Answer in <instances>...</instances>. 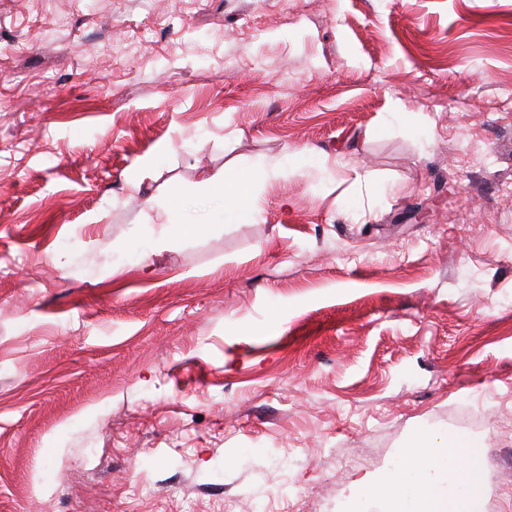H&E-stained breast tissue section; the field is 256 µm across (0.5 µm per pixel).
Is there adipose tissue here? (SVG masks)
Returning a JSON list of instances; mask_svg holds the SVG:
<instances>
[{
  "label": "adipose tissue",
  "instance_id": "1",
  "mask_svg": "<svg viewBox=\"0 0 512 512\" xmlns=\"http://www.w3.org/2000/svg\"><path fill=\"white\" fill-rule=\"evenodd\" d=\"M255 176V171L244 169L233 180L209 175L202 183L223 196L230 221L248 222L255 212L242 207L241 201ZM481 448V442L465 436L423 441L406 451L396 474L378 485L375 492L402 507L414 504L415 512H468L470 497L480 493L486 479ZM444 467L454 471L464 488L465 498L448 500L436 479L437 472Z\"/></svg>",
  "mask_w": 512,
  "mask_h": 512
}]
</instances>
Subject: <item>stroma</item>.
Masks as SVG:
<instances>
[{"instance_id":"obj_1","label":"stroma","mask_w":512,"mask_h":512,"mask_svg":"<svg viewBox=\"0 0 512 512\" xmlns=\"http://www.w3.org/2000/svg\"><path fill=\"white\" fill-rule=\"evenodd\" d=\"M508 89L512 0H0V512H381L455 435L512 512ZM255 176L254 170L243 169L231 182H227L222 174L205 176L202 184L224 197L225 204H229L227 208L225 206V214L230 221L248 222L254 218L256 211L241 207L239 203L246 196Z\"/></svg>"}]
</instances>
